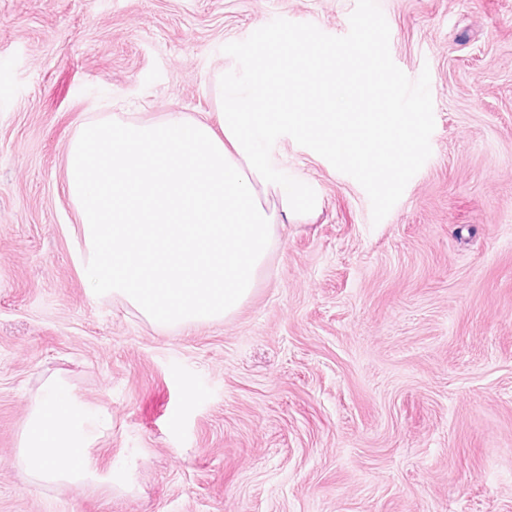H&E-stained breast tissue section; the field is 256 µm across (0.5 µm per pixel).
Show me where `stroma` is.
Returning <instances> with one entry per match:
<instances>
[{"label":"stroma","instance_id":"stroma-1","mask_svg":"<svg viewBox=\"0 0 512 512\" xmlns=\"http://www.w3.org/2000/svg\"><path fill=\"white\" fill-rule=\"evenodd\" d=\"M356 0H0V512H512V0H379L431 75L432 153L380 223L292 137L322 198L235 315L164 331L78 269L66 149L109 113L212 112L223 53ZM53 374L111 419L99 479L30 484Z\"/></svg>","mask_w":512,"mask_h":512}]
</instances>
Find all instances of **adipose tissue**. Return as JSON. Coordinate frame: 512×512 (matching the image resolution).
I'll return each mask as SVG.
<instances>
[{"instance_id":"adipose-tissue-1","label":"adipose tissue","mask_w":512,"mask_h":512,"mask_svg":"<svg viewBox=\"0 0 512 512\" xmlns=\"http://www.w3.org/2000/svg\"><path fill=\"white\" fill-rule=\"evenodd\" d=\"M106 428V415H92L60 379H46L32 403L22 435L19 464L31 482L84 487L97 476L88 453L89 422Z\"/></svg>"}]
</instances>
